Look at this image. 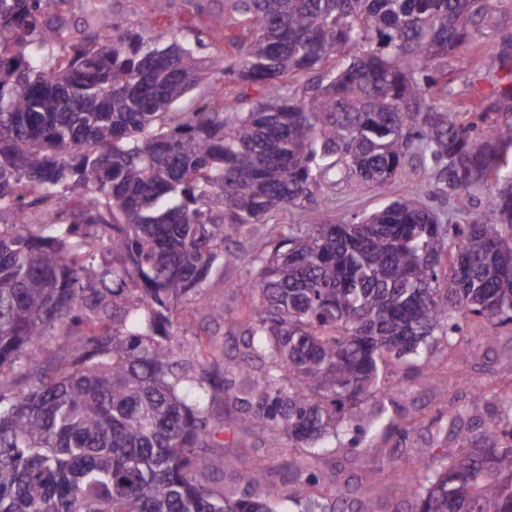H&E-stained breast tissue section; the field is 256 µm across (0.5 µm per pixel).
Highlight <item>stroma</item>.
<instances>
[{
    "label": "stroma",
    "mask_w": 512,
    "mask_h": 512,
    "mask_svg": "<svg viewBox=\"0 0 512 512\" xmlns=\"http://www.w3.org/2000/svg\"><path fill=\"white\" fill-rule=\"evenodd\" d=\"M490 3L492 23L480 33L483 65L474 73L458 66L456 61H449L448 89L454 98L482 95L487 104L492 105L499 102V90L504 82L499 53L504 38L512 36V0H490ZM108 11L113 24L124 29L137 27L143 18H150L151 34L155 37L189 38L194 32L203 31L205 45L200 53L206 57L227 52L228 39L239 34L229 0H196L192 7L184 5L183 0H174L172 6L161 11L155 10L152 0H108ZM421 177L419 169L409 165L394 185L383 190L365 187L351 190L342 186L329 189V212L349 219L372 211L396 199ZM204 295L210 305L224 310L225 319L210 324L205 316L184 313L172 326L177 336L173 353L179 363L191 360L186 345L197 337L214 341L228 352H237L242 341L237 317L259 301L251 268L244 261L227 266L223 277H208ZM481 334L478 321H470L465 327L461 340L471 350L467 358H455L448 351L446 338L437 336L430 339L420 358L409 359L397 371L387 372L386 379L391 386L389 407L406 429L405 435L393 436L389 441L394 449V463H383L367 448L351 420L344 423L337 436L327 439L325 449L317 455L306 447L288 444L269 447L266 440L236 430L234 422L230 421L223 434L226 475L215 478L214 487L242 490L239 475L248 470L253 460L260 459L266 465V489L281 497L308 498L309 490L298 489L287 480L288 463L295 460L312 471L335 476L340 485L353 475L376 484L380 488L374 499L376 512H410L412 504L402 496V481L438 447L440 411L451 405L478 411L482 416L481 424L486 427L503 412L502 399L512 391V376L504 369L505 363L512 359V325L498 328L496 343L490 350L483 346ZM86 345L85 336L78 333L47 336L32 363L0 373V385L20 390L39 378L56 375L64 369L66 360L81 356ZM428 371L435 375L430 383L423 378Z\"/></svg>",
    "instance_id": "stroma-1"
}]
</instances>
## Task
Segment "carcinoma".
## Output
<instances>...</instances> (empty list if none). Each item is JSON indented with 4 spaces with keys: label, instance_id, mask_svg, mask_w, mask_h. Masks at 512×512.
<instances>
[{
    "label": "carcinoma",
    "instance_id": "1",
    "mask_svg": "<svg viewBox=\"0 0 512 512\" xmlns=\"http://www.w3.org/2000/svg\"><path fill=\"white\" fill-rule=\"evenodd\" d=\"M69 3L0 0V372L72 325L92 349L0 387V512H276L260 462L241 496L210 484L224 457L197 449L222 447L216 401L273 445L318 450L349 417L385 441L400 425L380 366L473 317L488 342L512 324V119L448 104L444 66L479 65L489 0H231L241 36L208 59L200 35L162 47L148 20L74 30ZM211 73L268 91L226 107ZM409 157L458 212L438 216L420 185L348 221L273 223L324 186L381 189ZM101 244L110 267L91 260ZM242 259L260 297L242 356L205 344L197 370L177 369L163 322ZM508 403L465 453L470 423L448 406L459 447L407 480L413 512H512ZM292 480L320 476L298 465ZM307 512L374 510L337 492Z\"/></svg>",
    "mask_w": 512,
    "mask_h": 512
}]
</instances>
